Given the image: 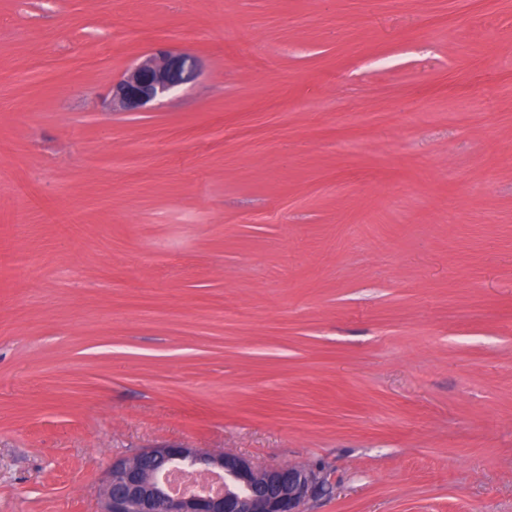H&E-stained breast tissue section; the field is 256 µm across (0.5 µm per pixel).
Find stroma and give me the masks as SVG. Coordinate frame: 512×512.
Wrapping results in <instances>:
<instances>
[{"label": "stroma", "mask_w": 512, "mask_h": 512, "mask_svg": "<svg viewBox=\"0 0 512 512\" xmlns=\"http://www.w3.org/2000/svg\"><path fill=\"white\" fill-rule=\"evenodd\" d=\"M426 10L0 0V512L163 445L512 512V7ZM159 46L197 78L107 108Z\"/></svg>", "instance_id": "35a3bbf8"}]
</instances>
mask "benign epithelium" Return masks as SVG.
Listing matches in <instances>:
<instances>
[{
  "instance_id": "obj_1",
  "label": "benign epithelium",
  "mask_w": 512,
  "mask_h": 512,
  "mask_svg": "<svg viewBox=\"0 0 512 512\" xmlns=\"http://www.w3.org/2000/svg\"><path fill=\"white\" fill-rule=\"evenodd\" d=\"M195 74L193 56L160 47L125 70L105 103L125 112L144 111ZM178 468L224 476V492L171 493L165 477ZM327 486V474L317 466L258 467L235 454L162 446L112 459L100 512H304Z\"/></svg>"
}]
</instances>
